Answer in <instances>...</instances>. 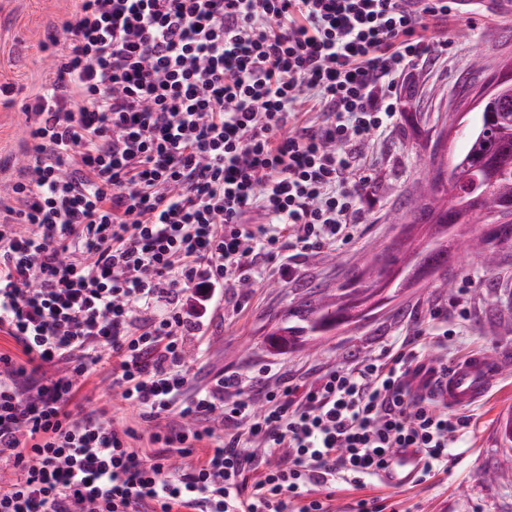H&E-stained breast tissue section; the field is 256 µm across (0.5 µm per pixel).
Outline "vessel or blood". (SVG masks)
Wrapping results in <instances>:
<instances>
[{
    "label": "vessel or blood",
    "instance_id": "1",
    "mask_svg": "<svg viewBox=\"0 0 512 512\" xmlns=\"http://www.w3.org/2000/svg\"><path fill=\"white\" fill-rule=\"evenodd\" d=\"M499 377V356L484 351L460 358L447 368L423 373L413 378L412 385L448 408L459 409L482 400ZM421 465L414 449L402 448L387 460L377 478L386 488L397 490L417 477Z\"/></svg>",
    "mask_w": 512,
    "mask_h": 512
}]
</instances>
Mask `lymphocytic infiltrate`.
I'll use <instances>...</instances> for the list:
<instances>
[{"instance_id":"f902f5d3","label":"lymphocytic infiltrate","mask_w":512,"mask_h":512,"mask_svg":"<svg viewBox=\"0 0 512 512\" xmlns=\"http://www.w3.org/2000/svg\"><path fill=\"white\" fill-rule=\"evenodd\" d=\"M455 0H79L41 45L26 148L0 198V512H332L395 448L447 466L463 418L413 393L405 349L312 381L267 367L193 386L228 289L354 238V145L391 128ZM309 105L323 122L300 124ZM268 216L265 224L252 214ZM112 360L148 433L73 412ZM175 417L172 426L160 419ZM189 457L176 469L174 455Z\"/></svg>"}]
</instances>
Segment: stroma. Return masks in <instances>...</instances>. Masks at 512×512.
<instances>
[{
  "mask_svg": "<svg viewBox=\"0 0 512 512\" xmlns=\"http://www.w3.org/2000/svg\"><path fill=\"white\" fill-rule=\"evenodd\" d=\"M77 5L78 0H0V87L9 88L0 94V196L9 193L16 179L25 145L21 105L46 78L40 44L48 29L71 16ZM439 35L453 45L448 59L413 72L404 89L405 112L366 150L372 167L366 191L373 205L363 214L355 239L333 250L297 256L298 281L267 279L239 289L246 302L243 310L225 307L205 332L206 347L194 363L196 383L223 372L254 373L275 363L311 379L319 370L344 368L398 346L437 308L447 312L451 335L445 342L429 336L423 362L436 356L450 363L475 350L512 353V251L493 273L474 257L451 264L452 291L426 285L407 289L373 317L310 337L293 350L274 351L266 342L268 332L287 318L289 307L317 301L321 291L342 283L351 259L369 242L387 243L399 236L402 227L392 218L404 213L419 191L420 158L433 153L449 109L469 102L478 90L472 82L473 56L482 55L492 73L512 63V15L495 8L479 7L470 17L457 14ZM462 311L467 314L463 320L458 317ZM463 414L468 426L451 451L447 469L391 492L377 484L336 487L329 492L336 512H350L359 499L383 496L410 512H512V466L506 462L512 449L502 441L499 427L502 417L512 414V362L489 397Z\"/></svg>",
  "mask_w": 512,
  "mask_h": 512,
  "instance_id": "1",
  "label": "stroma"
}]
</instances>
